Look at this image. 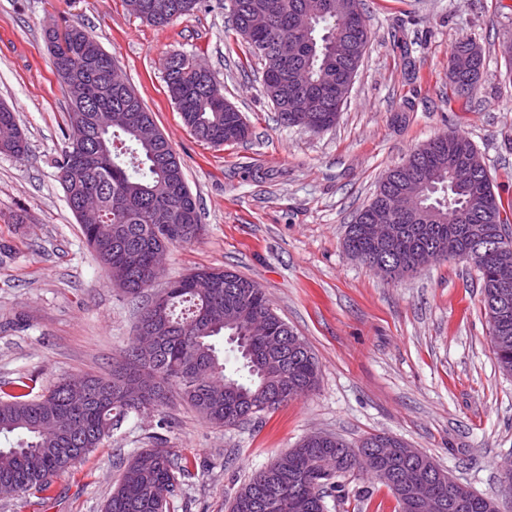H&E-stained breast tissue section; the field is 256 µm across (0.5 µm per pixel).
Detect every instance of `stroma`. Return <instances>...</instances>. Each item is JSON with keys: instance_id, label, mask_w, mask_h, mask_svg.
<instances>
[{"instance_id": "35a3bbf8", "label": "stroma", "mask_w": 512, "mask_h": 512, "mask_svg": "<svg viewBox=\"0 0 512 512\" xmlns=\"http://www.w3.org/2000/svg\"><path fill=\"white\" fill-rule=\"evenodd\" d=\"M369 42L335 125L287 127L267 98L262 64L232 29L226 0H200L157 27L124 0H0V101L30 151L0 154V383L32 396L63 378L111 372L134 337L137 307L88 249L56 177L69 98L44 40L85 29L112 54L179 157L206 232L170 247L153 292L197 268L253 280L315 354L316 387L233 426L204 422L176 394L133 414L49 490L0 496V512H102L121 462L162 437L191 462L168 512H230L237 490L315 432L350 443L389 434L431 456L474 492L501 498L512 454V376L499 371L476 269L461 259L391 282L342 241L382 174L434 135L454 130L482 155L512 202V0H363ZM487 75L470 98L448 95V57L464 38ZM208 67L243 114L245 141L213 146L184 125L164 63ZM325 512H398L387 487L342 478Z\"/></svg>"}]
</instances>
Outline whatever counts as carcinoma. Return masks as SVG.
<instances>
[{
	"label": "carcinoma",
	"instance_id": "obj_1",
	"mask_svg": "<svg viewBox=\"0 0 512 512\" xmlns=\"http://www.w3.org/2000/svg\"><path fill=\"white\" fill-rule=\"evenodd\" d=\"M151 12L139 18L155 26L196 8L199 0H143ZM230 9L233 29L248 45L249 53L264 62L267 97L276 95L270 70L273 63L261 51V45L301 41L305 52L288 73V90H316L335 85L336 71L344 63L336 60V37L345 36L366 43L369 29L361 0H234ZM300 9L314 14L312 25L297 34L291 18ZM264 11L270 19L267 30L246 34L249 17ZM65 43L56 31H46L52 63L64 84L79 87L84 83L101 88L99 95L69 97V128L60 158L57 176L68 192V206L89 191L100 200L99 212L81 223L86 244L93 250L109 278L119 283L124 294L136 300L149 288L148 273L161 260L169 246L187 244L204 233L180 160L165 135L161 142L143 139L135 125L103 126L98 117L130 108L135 103L140 115L151 120L152 112L135 90L120 80L112 55L85 30L72 27L64 32ZM166 85L182 91L174 102L185 125L197 139L213 145L237 144L245 140L235 128V113L224 111V93L215 77L200 79L194 63L177 57L167 64ZM480 83V76L462 72L449 81L448 90L457 98H467ZM29 149L27 138L14 111L0 103V154L22 156ZM476 146L463 134L450 131L439 134L430 143L413 151L400 165L382 177L371 201L347 227L343 248L354 258H365L376 251L370 225L387 216L385 200L397 192H413L422 198V212L415 218L397 219L406 229V237L391 247L383 260L393 267V277L418 269L417 259L426 249L451 245L450 257L474 261L481 281L485 312L496 286L493 269L498 260L491 248H475L466 234L468 215L479 214L486 236H498L504 216L501 197L495 192L489 172L478 171L469 182L454 177L455 168L469 158ZM165 204L172 211L173 223L183 224L184 210L191 207L194 223L177 237L158 242L161 229L151 222L152 208ZM136 251L141 266L129 269L124 251ZM197 287L187 288L184 279L172 282L159 293L160 305L140 307L159 331L158 343L146 358L139 357L137 343L124 350L122 362L112 372L88 375L89 397L81 404L69 401L62 380L45 394L29 397V385L12 382L16 392L0 400V436L20 434L24 439L9 448H0V483H11L21 492L46 491L52 478L67 471L86 457L132 413L157 409L167 392L173 390L200 417L216 426L232 423L236 414L262 405L275 410L311 391L317 382L318 365L310 347L294 351L288 346L294 335L285 327L279 335L286 346L276 355L265 352L262 341L248 343L244 353L239 337L246 335L250 323L274 313L265 292L251 279L221 268H203L190 273ZM227 335L242 359L241 366L229 370L220 358L215 339ZM498 369L512 375V321L501 331V341L493 342ZM146 369L156 379L154 389L136 400L125 397L120 376H131ZM307 456L292 449L291 465L272 473L266 467L243 484L234 497L230 512H325L324 499L341 491L340 478L361 471L393 488L372 453L336 459V449L349 447L343 439L320 434ZM189 474L187 459L157 443L144 448L124 462L119 483L104 502V512H166L169 500L158 499L154 489L171 486L177 495L179 477Z\"/></svg>",
	"mask_w": 512,
	"mask_h": 512
}]
</instances>
